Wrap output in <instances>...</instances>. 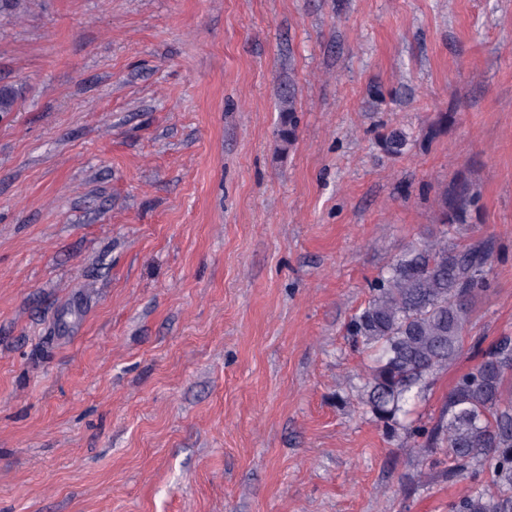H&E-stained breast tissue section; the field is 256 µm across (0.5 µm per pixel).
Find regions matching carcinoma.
Masks as SVG:
<instances>
[{"instance_id":"cac0c4a2","label":"carcinoma","mask_w":512,"mask_h":512,"mask_svg":"<svg viewBox=\"0 0 512 512\" xmlns=\"http://www.w3.org/2000/svg\"><path fill=\"white\" fill-rule=\"evenodd\" d=\"M17 92L0 86V113L15 109ZM282 109L277 130L285 151L296 138L293 100ZM409 134L395 131L382 148L402 153ZM474 198L459 183L442 200L437 231L406 248L371 282L364 307L348 331L374 351L364 383V403L386 432L395 431L430 379L463 351L475 305L490 285L500 247L492 236L466 244L451 232L473 224ZM474 364L457 377L433 424L408 425L411 448H443L448 478H469L475 487L453 504V512H512V336L488 347L472 346Z\"/></svg>"}]
</instances>
